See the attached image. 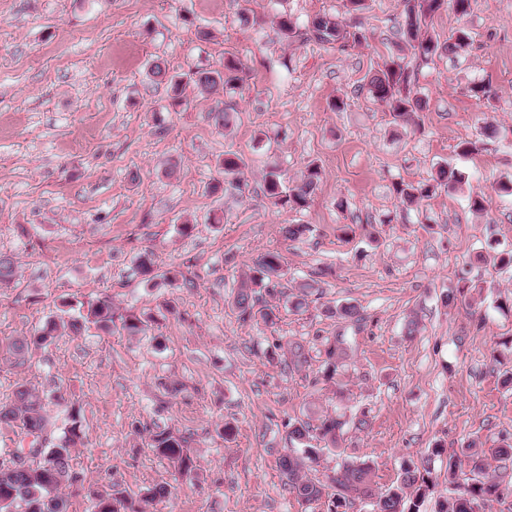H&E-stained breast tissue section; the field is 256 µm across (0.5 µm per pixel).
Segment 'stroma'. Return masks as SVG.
Returning <instances> with one entry per match:
<instances>
[{
  "instance_id": "1",
  "label": "stroma",
  "mask_w": 512,
  "mask_h": 512,
  "mask_svg": "<svg viewBox=\"0 0 512 512\" xmlns=\"http://www.w3.org/2000/svg\"><path fill=\"white\" fill-rule=\"evenodd\" d=\"M362 44H285L272 22L285 13L307 22L343 12V0H0V252L13 255L17 280L0 288V338L26 336L64 298L110 296L117 309L174 314L153 335H108L96 327L33 351L27 368L0 360V399L17 384L61 387L79 400L86 438L73 451L81 491L68 512H90L85 488L121 481L132 493L167 487L147 512H305L284 484L278 459L288 424L315 411L344 414L340 452L320 454L310 477L333 475L342 456L372 460L379 487L403 460L435 445L512 437V271L482 258L489 244L512 248V0H475L469 15L447 9L430 32L439 40L466 28L464 57L412 60L426 98L418 132L394 131L365 88L392 48L398 0H368ZM259 17L242 25V14ZM239 58L242 90L224 95L235 122L224 130L213 99L186 88L171 107L168 88L148 77L153 60L170 73ZM494 98L469 97L471 80ZM344 108L332 110L334 100ZM498 128L478 155L459 142ZM241 155L245 193H210L222 181L225 151ZM279 164L287 184L308 164L322 170L310 206L273 207L261 186ZM463 172L464 191L436 193L403 210L398 181L429 179L437 165ZM485 193L487 213L468 205ZM189 222L191 237L178 234ZM287 224H308L307 238L284 241ZM355 233L342 239L343 225ZM160 269L178 267L185 287L146 285L137 269L144 250ZM281 251L290 294L308 280L318 290L301 314L281 309L277 325L242 324L233 305L259 254ZM468 302L445 303L459 278ZM351 303L363 325L337 319ZM419 331L407 337L405 326ZM351 336L342 392L319 377L327 338ZM302 343L306 368L268 363L278 340ZM182 384L170 395L162 380ZM366 428L355 429L359 418ZM232 422L231 440L215 427ZM165 426L190 437L199 483L175 479L136 427Z\"/></svg>"
}]
</instances>
